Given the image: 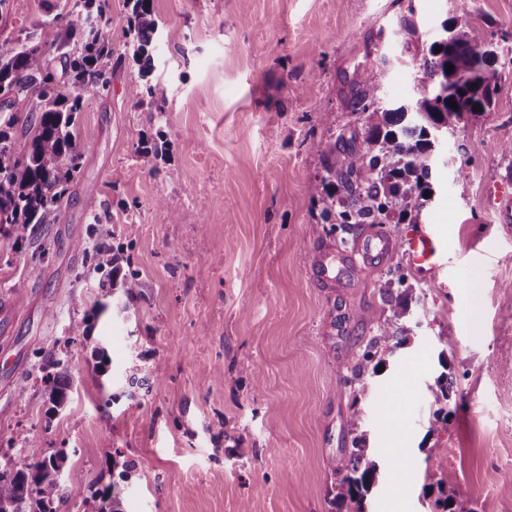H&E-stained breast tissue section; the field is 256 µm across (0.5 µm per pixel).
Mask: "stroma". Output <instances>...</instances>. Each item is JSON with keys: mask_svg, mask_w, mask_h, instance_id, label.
<instances>
[{"mask_svg": "<svg viewBox=\"0 0 512 512\" xmlns=\"http://www.w3.org/2000/svg\"><path fill=\"white\" fill-rule=\"evenodd\" d=\"M64 5L10 0L0 45ZM154 6L149 104L125 92L139 76L130 11L108 0L112 79L77 115L80 174L50 223L18 243L0 237V432L13 438L0 459L21 463L30 440L65 449L85 479L63 481L60 512H84L94 479L124 512H333L325 461L345 464L358 407L381 466L366 512H431L427 476L444 470L471 512H512V223L501 217L512 200V0ZM464 12L493 45L498 93L437 149L420 221L447 239L448 271L404 267L419 325L362 393L348 359L374 332L388 278L340 261L332 287L316 280L312 258L332 237L315 231L324 217L309 187L322 151L365 128L348 109L357 75L382 67V100H410L422 78L411 57ZM405 15L409 41L397 30ZM147 139L162 149L151 172L135 154ZM101 243L118 261L97 271ZM116 269L136 271L142 294L100 310L99 284ZM49 353L70 385L57 412L38 378Z\"/></svg>", "mask_w": 512, "mask_h": 512, "instance_id": "stroma-1", "label": "stroma"}]
</instances>
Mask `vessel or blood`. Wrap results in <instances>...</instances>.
<instances>
[{
	"instance_id": "vessel-or-blood-1",
	"label": "vessel or blood",
	"mask_w": 512,
	"mask_h": 512,
	"mask_svg": "<svg viewBox=\"0 0 512 512\" xmlns=\"http://www.w3.org/2000/svg\"><path fill=\"white\" fill-rule=\"evenodd\" d=\"M404 252L410 267L443 273L448 260V243L432 227L424 224L412 226L403 239L384 233H365L359 236L351 250L337 252L335 246H326L314 257L312 265L318 281L330 283V270L336 259L355 263L363 259L370 263H387L395 252Z\"/></svg>"
}]
</instances>
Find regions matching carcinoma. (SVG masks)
<instances>
[{
	"mask_svg": "<svg viewBox=\"0 0 512 512\" xmlns=\"http://www.w3.org/2000/svg\"><path fill=\"white\" fill-rule=\"evenodd\" d=\"M68 2L52 19L36 20L33 31L16 39V44L0 47V94L17 91L31 100L30 113L21 119L13 114L16 101L0 97V112L10 113L5 126L12 129L20 123L25 132L33 133L20 151L9 132L0 129V225H8L0 235L16 241L24 239L31 225L47 223L48 214L62 205L66 186L81 168L82 147L73 134L75 115L86 99L110 85L112 49L100 27L106 3ZM127 4L132 11L134 58L139 63V80L129 84L127 94L142 104L152 94L146 80L158 22L154 0H127ZM448 31L449 41L431 44L422 55L420 68L427 89L410 102L381 104L377 93L383 72L379 68L363 72L352 87L348 108L368 114L363 141L344 144L341 160L325 158L324 175L310 186L325 219L335 218L329 232L340 229L350 234L363 224L417 223L426 203L424 192L429 190L438 130H455L465 116L476 114L477 104L483 112L490 108L497 83L484 78L494 53L488 49L483 29L462 15L453 19ZM449 65L454 69L447 70ZM452 102L456 107H450ZM136 154L143 168L155 169L157 148L143 141L136 146ZM141 288L138 274L131 272L120 285L105 290L104 296L118 289L133 299ZM382 302V310L389 314L380 315L374 336L349 359L362 390L368 385L369 371H377L384 363L381 347L403 345L410 332L401 295L387 289ZM57 364L50 358L39 368L56 408L66 404L69 392L59 376L47 373ZM361 427L362 414L356 409L349 419L352 448L346 473L331 490L336 512H364L365 496L378 478L379 464L364 448ZM66 460L62 450L46 456L31 446L23 464L0 473V512H56ZM427 479L440 493L435 500L437 512H456L453 498L446 494L452 475L434 472ZM85 512H122L121 499L107 487L98 489L86 499Z\"/></svg>",
	"mask_w": 512,
	"mask_h": 512,
	"instance_id": "obj_1",
	"label": "carcinoma"
}]
</instances>
